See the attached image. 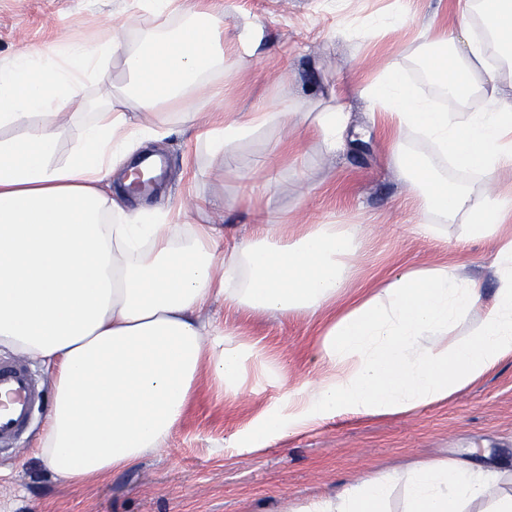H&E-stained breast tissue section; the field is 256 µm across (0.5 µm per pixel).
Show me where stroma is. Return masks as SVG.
Listing matches in <instances>:
<instances>
[{
	"label": "stroma",
	"mask_w": 512,
	"mask_h": 512,
	"mask_svg": "<svg viewBox=\"0 0 512 512\" xmlns=\"http://www.w3.org/2000/svg\"><path fill=\"white\" fill-rule=\"evenodd\" d=\"M201 4L223 13L232 32L254 23L263 29L261 41L228 47L220 78L224 97L215 119L258 102L274 113H314L343 94L352 127L363 129L367 140L334 157L310 124L275 122L238 145L240 170L234 173L205 152L199 124L161 113L153 121L167 134L150 149L166 159L164 191L145 201L127 198L126 208L205 200L195 222L220 225L228 244L250 232L257 212L271 213L292 231L302 224H357L362 257L344 295L370 288L401 264H443L464 268L480 279L484 295L492 296L493 247L471 237L462 218L440 225L435 235L423 227L421 215L403 203L407 187L390 163L388 140L358 93L371 76V63L399 56L407 74L434 94L417 68L413 39L451 30L459 18L457 0H347L340 11L328 0ZM123 10L135 18L125 40L137 45L154 22L136 11L134 0H0V62L64 36L93 40L109 16ZM382 10L399 15L401 28L363 40L370 18ZM268 157L277 171L271 182L260 169ZM206 315L268 358L266 369L252 371L245 395H225L209 372H202L196 395L164 448L91 483L64 481L43 465L38 453L48 411L40 409L14 447L0 448V512H283L287 503L335 494L372 469L404 472L423 458H455L512 473V360L448 400L406 417L331 418L273 442L259 455L228 447V438L256 414L278 407L289 386L317 376L312 354L321 319L245 314L225 309L220 300Z\"/></svg>",
	"instance_id": "35a3bbf8"
}]
</instances>
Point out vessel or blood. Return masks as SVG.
Listing matches in <instances>:
<instances>
[{
	"label": "vessel or blood",
	"mask_w": 512,
	"mask_h": 512,
	"mask_svg": "<svg viewBox=\"0 0 512 512\" xmlns=\"http://www.w3.org/2000/svg\"><path fill=\"white\" fill-rule=\"evenodd\" d=\"M41 404V389L28 366L0 361V446L26 432Z\"/></svg>",
	"instance_id": "vessel-or-blood-1"
}]
</instances>
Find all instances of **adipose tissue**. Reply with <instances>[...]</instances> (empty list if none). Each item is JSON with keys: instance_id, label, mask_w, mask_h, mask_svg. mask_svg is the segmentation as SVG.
Wrapping results in <instances>:
<instances>
[{"instance_id": "adipose-tissue-1", "label": "adipose tissue", "mask_w": 512, "mask_h": 512, "mask_svg": "<svg viewBox=\"0 0 512 512\" xmlns=\"http://www.w3.org/2000/svg\"><path fill=\"white\" fill-rule=\"evenodd\" d=\"M139 8L156 25L138 46L122 39L131 16L116 15L93 41L0 63V348L53 367L39 454L67 480H97L162 448L202 371L226 394L244 392L261 355L204 318L213 297L228 309L314 315L342 292L361 248L354 224H305L289 234L262 218L220 253L223 229L190 222L187 208L173 215L123 206L113 174L145 140L164 136L160 126L131 123L128 110L183 105V121L198 119L189 104L215 106L200 93L223 73L226 52L223 14L200 11L196 0H139ZM442 45L436 54L425 43L415 50L439 97L426 95L397 58L376 68L360 95L400 135L390 160L417 210L436 224L465 216L472 236L496 241L492 300L447 265L388 275L324 325L319 375L290 387L275 411L232 437L233 446L258 453L327 418L406 415L512 360V237H500L512 195L495 187L498 174L512 172V94L496 89L512 69V0H465ZM116 59L125 76L119 85ZM477 95L485 105L469 111ZM65 111L78 134L63 152ZM276 119L289 115L257 106L207 122L203 146L231 164L235 146ZM349 123L343 102L317 114L326 153L345 152ZM411 135L431 154L408 148ZM444 160L464 179L482 175L485 190L449 182ZM480 306L474 332L450 337ZM499 480L465 461L425 459L403 474L374 471L289 512H386L400 482L405 512H465V503L485 498L486 512H512V491Z\"/></svg>"}]
</instances>
